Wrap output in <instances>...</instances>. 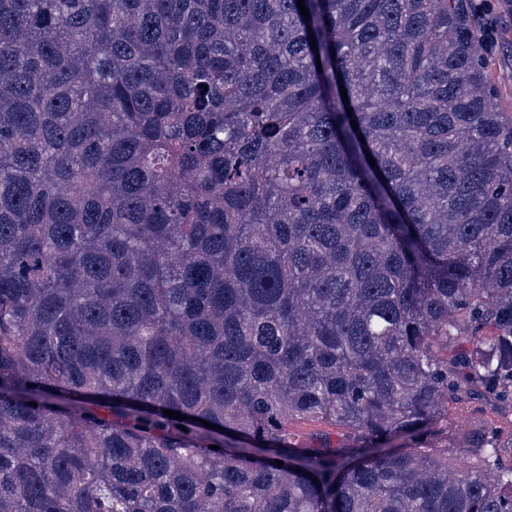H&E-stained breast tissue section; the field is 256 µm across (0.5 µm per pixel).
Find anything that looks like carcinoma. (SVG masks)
Returning <instances> with one entry per match:
<instances>
[{
    "mask_svg": "<svg viewBox=\"0 0 512 512\" xmlns=\"http://www.w3.org/2000/svg\"><path fill=\"white\" fill-rule=\"evenodd\" d=\"M304 4L0 0V512H512L473 6ZM474 402L483 410L482 419L489 424L500 427L506 438L512 428V408L503 405H491L481 397L475 396Z\"/></svg>",
    "mask_w": 512,
    "mask_h": 512,
    "instance_id": "1",
    "label": "carcinoma"
}]
</instances>
